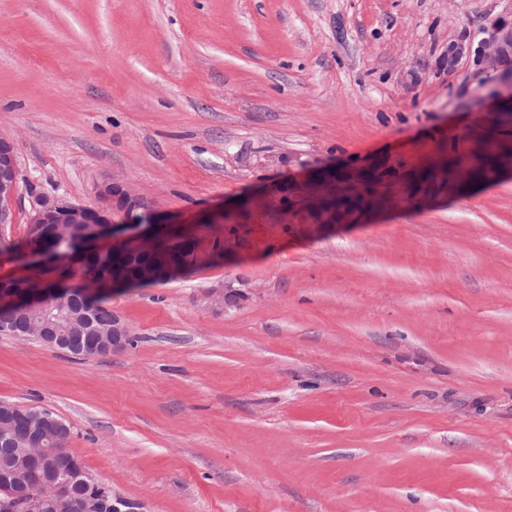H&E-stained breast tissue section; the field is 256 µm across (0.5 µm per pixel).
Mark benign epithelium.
<instances>
[{
    "label": "benign epithelium",
    "instance_id": "obj_1",
    "mask_svg": "<svg viewBox=\"0 0 512 512\" xmlns=\"http://www.w3.org/2000/svg\"><path fill=\"white\" fill-rule=\"evenodd\" d=\"M484 33L486 37L477 44L463 36L448 41L437 57L435 67L448 72H454L463 65L475 67L478 73L491 70L500 86L493 95H504L512 104V18L496 19ZM393 168V163L383 160L361 169H319L315 181L324 199L341 195L356 197L366 187L383 181V170ZM506 173L512 176V153L500 157L494 168L485 170L482 181H497ZM19 182L20 170L14 145L11 140L0 137V224L10 223ZM98 198L99 205L90 207L63 197L35 193L30 203L28 223L35 227L40 224L93 225L78 243L79 251L85 255L104 251L99 242L108 237L114 238V251H150L161 237L158 226L162 220L148 208L143 198L131 187L109 180L99 186ZM23 260L41 267L48 279L57 277L61 271L62 255L53 246L31 248L24 253ZM84 318L87 324L80 333L73 334L64 329L58 316H48L37 329L36 338L47 346L67 348L83 357L117 352L129 341V328L117 313H112L110 319L98 313L93 328L88 324L89 311H84ZM67 432L64 423L46 414L38 413L27 418L24 435L28 444L35 446L31 456L32 470L60 468L54 445ZM70 470L72 477L54 487L55 500L64 512H76L81 508L79 491L99 488V482L80 463L72 462ZM42 498L41 484L36 480L31 479L20 487L13 478L0 477V512H29Z\"/></svg>",
    "mask_w": 512,
    "mask_h": 512
}]
</instances>
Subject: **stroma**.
Segmentation results:
<instances>
[{
	"instance_id": "obj_1",
	"label": "stroma",
	"mask_w": 512,
	"mask_h": 512,
	"mask_svg": "<svg viewBox=\"0 0 512 512\" xmlns=\"http://www.w3.org/2000/svg\"><path fill=\"white\" fill-rule=\"evenodd\" d=\"M512 0H0V136L30 189L129 185L188 276L113 290L122 350L0 333V401L49 410L143 512H512V179L409 177L512 141L448 40ZM387 159L389 202L310 208L315 167Z\"/></svg>"
}]
</instances>
